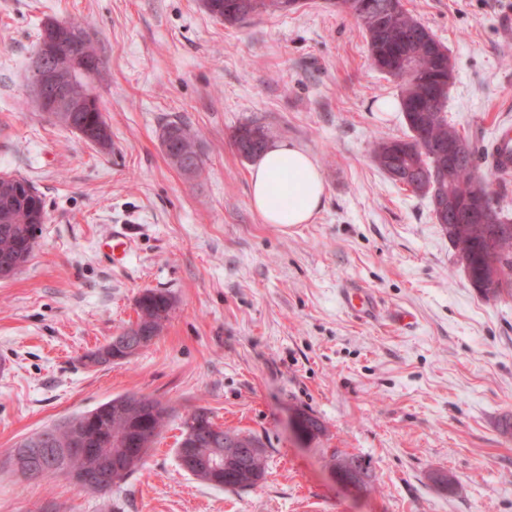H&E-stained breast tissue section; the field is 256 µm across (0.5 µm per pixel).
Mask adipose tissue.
<instances>
[{
	"instance_id": "1",
	"label": "adipose tissue",
	"mask_w": 512,
	"mask_h": 512,
	"mask_svg": "<svg viewBox=\"0 0 512 512\" xmlns=\"http://www.w3.org/2000/svg\"><path fill=\"white\" fill-rule=\"evenodd\" d=\"M250 206L266 224H308L321 207L323 177L304 149L270 146L251 171Z\"/></svg>"
}]
</instances>
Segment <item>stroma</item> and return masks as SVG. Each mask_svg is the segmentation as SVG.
Wrapping results in <instances>:
<instances>
[{"mask_svg":"<svg viewBox=\"0 0 512 512\" xmlns=\"http://www.w3.org/2000/svg\"><path fill=\"white\" fill-rule=\"evenodd\" d=\"M405 4L448 49L449 123L484 148L512 123V12ZM73 17L101 60L107 149L32 102L38 30ZM399 101L328 0L233 25L201 0H0V176L31 182L48 215L31 260L0 281V512H512V297L471 288L428 199L372 161L374 139L407 132ZM173 120L197 136L196 174L164 152ZM244 124L314 157L326 192L311 223L251 209L252 164L230 139ZM116 224L134 241L120 268L99 248ZM348 288L370 291L375 313L347 310ZM147 289L174 300L161 336L85 366L136 321ZM127 393L170 420L111 493L13 467L23 439ZM199 407L263 444L258 486L181 468V425ZM304 413L321 433L300 431ZM336 449L368 468L362 492L339 480Z\"/></svg>","mask_w":512,"mask_h":512,"instance_id":"35a3bbf8","label":"stroma"}]
</instances>
